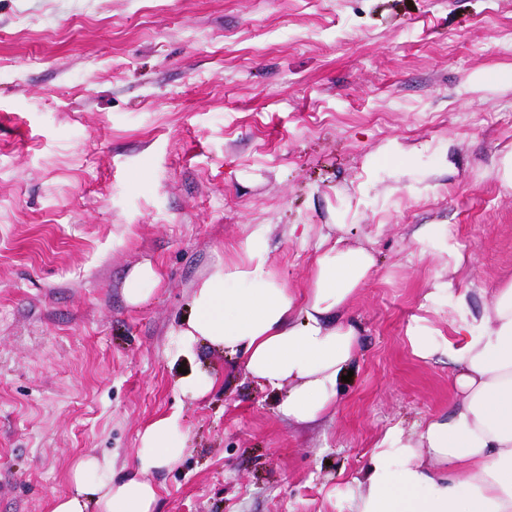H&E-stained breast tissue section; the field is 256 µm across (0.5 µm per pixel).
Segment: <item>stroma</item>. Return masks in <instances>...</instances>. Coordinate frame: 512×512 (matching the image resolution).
I'll return each instance as SVG.
<instances>
[{
  "instance_id": "1",
  "label": "stroma",
  "mask_w": 512,
  "mask_h": 512,
  "mask_svg": "<svg viewBox=\"0 0 512 512\" xmlns=\"http://www.w3.org/2000/svg\"><path fill=\"white\" fill-rule=\"evenodd\" d=\"M510 152L512 0H0V512H50L82 453L130 468L171 413L186 452L153 474L156 512H353L384 433L456 400L405 337L424 294L452 282L442 328L457 293L477 317L512 281ZM252 224L292 288L332 224L377 261L346 311L353 375L312 424L205 345L192 366L221 382L191 399L168 356ZM146 262L162 282L133 307ZM418 240L437 250L440 254H446L449 260L454 262L455 268L461 265L464 257L458 251L456 245L448 236V227L444 224H427L422 228ZM160 283L161 276L151 263L135 266L125 278V301L130 306L146 303Z\"/></svg>"
}]
</instances>
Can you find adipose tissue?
<instances>
[{"label":"adipose tissue","mask_w":512,"mask_h":512,"mask_svg":"<svg viewBox=\"0 0 512 512\" xmlns=\"http://www.w3.org/2000/svg\"><path fill=\"white\" fill-rule=\"evenodd\" d=\"M270 225L254 224L236 259L217 261L193 289L172 333V362H191L198 345L242 357L247 376L282 396L284 416L316 421L339 396L359 335L342 316L376 265L369 249L324 235L308 288H289L269 262ZM458 295L447 329L414 317L406 327L413 353L447 358L455 404L421 429L390 428L356 478V512H512V283L497 289L477 322ZM178 415L162 416L140 435L131 472L111 457L79 455L70 490L51 512H154L155 471L182 458Z\"/></svg>","instance_id":"adipose-tissue-1"}]
</instances>
